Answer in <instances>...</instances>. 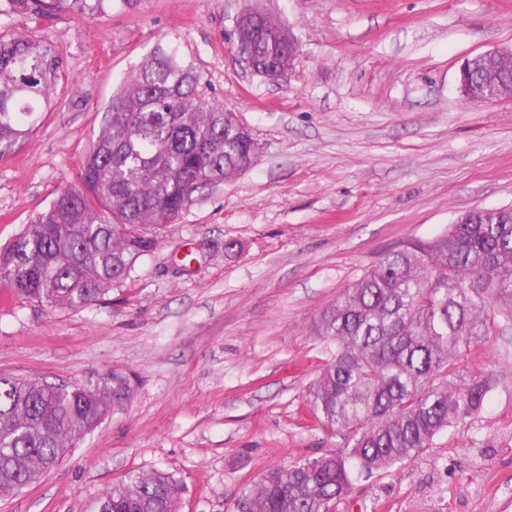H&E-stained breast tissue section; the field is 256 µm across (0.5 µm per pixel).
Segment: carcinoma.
<instances>
[{
  "instance_id": "cac0c4a2",
  "label": "carcinoma",
  "mask_w": 512,
  "mask_h": 512,
  "mask_svg": "<svg viewBox=\"0 0 512 512\" xmlns=\"http://www.w3.org/2000/svg\"><path fill=\"white\" fill-rule=\"evenodd\" d=\"M44 18L95 13L104 0H0ZM239 33L268 64L283 54V26ZM472 96L512 82V50L466 58ZM63 67L43 36L0 37V153L32 136ZM199 76L158 48L112 99L80 180L63 189L7 246L0 285L50 308H83L128 277L156 246L147 229L181 214L197 189L251 168L257 146L235 113L193 97ZM512 319V208L476 209L427 240L383 252L318 315L313 332L335 346L309 387L317 425L334 450L274 467L243 486L234 512H330L355 480L416 456L450 425L476 415L494 375L460 365L463 352ZM132 388L114 372L67 387L0 374V496L38 482L124 408ZM90 512H181V488L157 469L106 487Z\"/></svg>"
}]
</instances>
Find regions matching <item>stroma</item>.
<instances>
[{
	"label": "stroma",
	"mask_w": 512,
	"mask_h": 512,
	"mask_svg": "<svg viewBox=\"0 0 512 512\" xmlns=\"http://www.w3.org/2000/svg\"><path fill=\"white\" fill-rule=\"evenodd\" d=\"M301 48L283 78L247 72L245 8ZM102 14L0 17L47 37L65 72L39 129L0 155V246L67 186L123 81L157 46L200 75L197 99L235 112L256 164L195 191L127 279L85 309L0 289V374L133 394L0 512H86L127 472L181 484L182 512H233L267 469L338 439L307 388L330 344L310 327L385 250L443 233L474 208L512 205V99L463 102L461 61L512 48V0H106ZM493 371L481 412L416 458L356 481L333 512H512V321L464 351Z\"/></svg>",
	"instance_id": "obj_1"
}]
</instances>
